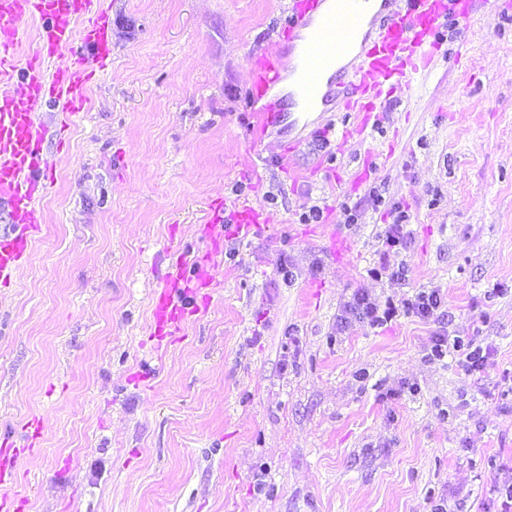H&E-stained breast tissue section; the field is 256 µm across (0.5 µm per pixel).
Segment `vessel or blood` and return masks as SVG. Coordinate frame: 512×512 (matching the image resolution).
<instances>
[{
  "label": "vessel or blood",
  "instance_id": "1",
  "mask_svg": "<svg viewBox=\"0 0 512 512\" xmlns=\"http://www.w3.org/2000/svg\"><path fill=\"white\" fill-rule=\"evenodd\" d=\"M92 0H0V205L13 226L0 234V279H8L41 229L37 200L49 184L37 115L60 102L76 114L86 103L92 79L89 63L106 66L112 53L107 15L91 14ZM494 0H293L288 11V45L272 44L251 72L249 95L258 127L267 130L281 115L268 93L284 76L294 78L299 106L306 111L336 103L350 112H367L383 89L409 87L430 70L444 28L468 24L490 10ZM39 24V46L20 56L21 25ZM213 278L209 263L191 272L176 271L154 298L159 343L182 331L196 314V285ZM24 451L0 454V512H20L11 496Z\"/></svg>",
  "mask_w": 512,
  "mask_h": 512
}]
</instances>
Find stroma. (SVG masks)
<instances>
[{"mask_svg":"<svg viewBox=\"0 0 512 512\" xmlns=\"http://www.w3.org/2000/svg\"><path fill=\"white\" fill-rule=\"evenodd\" d=\"M288 3L100 0L108 65L81 112H40L41 231L0 284V448L26 451L22 512H496L512 479V0L447 30L446 55L368 125L331 108L298 145L259 134L248 97ZM238 204L256 225L209 235ZM398 209L410 235L387 250ZM201 260L199 312L157 345L155 294ZM383 263L405 280L372 277ZM360 290L381 306L436 290L446 316L337 331ZM443 328L486 369L429 357Z\"/></svg>","mask_w":512,"mask_h":512,"instance_id":"obj_1","label":"stroma"}]
</instances>
